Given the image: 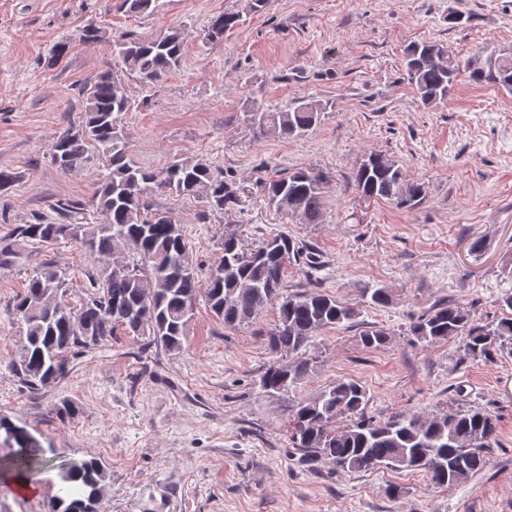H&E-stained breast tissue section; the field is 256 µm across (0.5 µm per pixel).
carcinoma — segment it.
I'll return each instance as SVG.
<instances>
[{
	"mask_svg": "<svg viewBox=\"0 0 512 512\" xmlns=\"http://www.w3.org/2000/svg\"><path fill=\"white\" fill-rule=\"evenodd\" d=\"M240 21L237 12L217 15L204 39L219 43ZM184 47V31L175 28L152 40L119 39L113 52L126 69L153 83L180 67ZM405 67L420 101L430 105L454 90L461 62L437 44L420 42L407 47ZM467 69L473 83L512 94L511 51L492 50ZM130 108L124 82L112 71H102L87 88L79 127L65 129L51 146V160L63 170L94 157L102 162L105 173L94 201L103 223L80 224L71 219L75 206L59 203L54 206L58 218L18 224L0 237V267L15 264L28 247L46 248L62 240L79 243L100 263L92 278L93 292L78 307L65 300L67 273L56 266L44 265L29 280L10 313L25 336L13 371L26 388L42 391L64 377L68 354L106 343L117 334L136 338L144 350L181 352L201 302L229 329L252 323L271 305L277 319L267 341L281 359L265 367L259 383L268 393L288 391L311 371L306 354L310 339L326 329L350 326L356 310L325 291L288 289L289 265L317 261L284 234L249 244L235 232L225 233L218 261L201 280L181 224L170 212L151 211L149 201L158 192H168L200 199L208 209L222 213L237 205L239 196L203 159L175 160L160 170L134 165L123 124ZM325 110L320 102L299 100L275 112L246 110L244 121L256 138L292 139L315 128ZM351 180L362 199H385L398 209L412 210L425 197L423 184L407 179L397 161L379 151L362 158ZM323 185L322 174L299 169L263 183V195L276 212L321 224ZM363 295L379 307L392 302L387 288H365ZM409 332L428 345L460 338L464 355L489 360L512 347V315L482 324L467 307L447 299L419 316ZM391 336L379 326L359 332L368 349L386 346ZM368 402L365 387L348 378L297 403L288 417V438L302 452V462L312 465L324 459L351 472L381 467L418 471L444 487L482 472L497 445L498 418L485 408L451 405L426 417L400 414L382 422L367 416ZM54 414L69 422L80 414V406L63 398L54 404ZM0 435V474H41L54 468L52 448L7 416H0ZM57 478L59 490L50 499V512H102L96 492L107 488L109 473L101 460L61 466Z\"/></svg>",
	"mask_w": 512,
	"mask_h": 512,
	"instance_id": "carcinoma-1",
	"label": "carcinoma"
}]
</instances>
